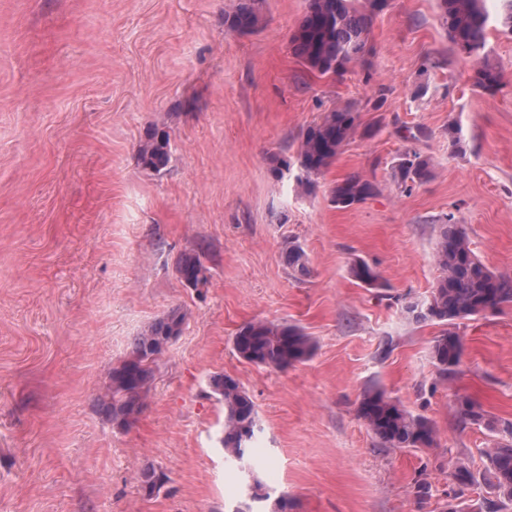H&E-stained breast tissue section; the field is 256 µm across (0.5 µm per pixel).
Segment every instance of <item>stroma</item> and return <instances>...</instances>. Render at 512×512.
<instances>
[{"label":"stroma","instance_id":"1","mask_svg":"<svg viewBox=\"0 0 512 512\" xmlns=\"http://www.w3.org/2000/svg\"><path fill=\"white\" fill-rule=\"evenodd\" d=\"M232 3L0 0V512H234L255 478L271 495L259 512L283 494L290 512H442L456 461L482 472L484 450L506 437L512 306L459 322L464 352L446 379L430 353L440 325L406 311L440 276L447 214L487 267L512 273V34L500 6L487 49L503 83L489 95L436 0H390L367 66L340 78L292 51L307 0H260L262 23L243 35L224 30ZM348 104L372 135L303 189L301 133ZM153 128L170 140L158 172L137 162ZM413 150L433 176L404 193L391 166ZM356 171L379 193L334 207L331 188ZM293 241L309 275L285 261ZM192 254L210 272L199 291L177 272ZM356 259L383 287L352 279ZM174 309L183 330L142 413L118 427L100 410L108 371ZM257 320L299 326L312 355L285 370L239 358L233 338ZM222 373L262 428L241 461L220 445L210 379ZM370 385L427 418L437 447H382L356 412ZM461 396L495 428L461 423ZM148 467L166 476L150 495ZM422 481L432 495L420 505Z\"/></svg>","mask_w":512,"mask_h":512}]
</instances>
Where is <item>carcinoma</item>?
Returning a JSON list of instances; mask_svg holds the SVG:
<instances>
[{
  "mask_svg": "<svg viewBox=\"0 0 512 512\" xmlns=\"http://www.w3.org/2000/svg\"><path fill=\"white\" fill-rule=\"evenodd\" d=\"M382 0H307V7L291 35L293 53L320 75L341 76L356 62L367 64L372 48L368 45L374 18L382 12ZM257 0H237L235 8L224 13V28L250 33L258 27ZM439 20L449 40L474 64V84L494 93L502 84V71L490 63L487 51V29L490 13L485 0H438ZM367 135L361 128L359 113L354 108L338 107L324 113L320 121L307 127L301 135L298 159L302 175L298 181L305 189L315 186L314 177L326 172L336 161L342 147L356 134ZM166 132L150 131L138 151V162L155 172L164 168L169 156ZM433 174L430 158L407 152L392 166L391 179L405 191L427 182ZM377 184L360 172H352L336 182L331 190V203L346 208L372 196ZM436 259L442 276L427 301L428 311L415 315L418 321H434L443 325L434 337L432 358L443 378H448L461 360L463 343L454 331L456 321L492 313L512 303V274L491 271L469 246L465 234L449 215L439 225ZM288 267L306 275L307 258L299 245L286 252ZM181 280L191 288L205 287L209 269L201 256L183 258L178 265ZM351 276L368 288H382L379 272L368 263L357 260L350 267ZM185 315L173 310L157 319L135 336L128 355L108 372L103 410L122 427L130 425L143 411L154 377L157 359L164 352L163 341L173 331H182ZM237 355L254 364L286 369L309 358L314 349L310 336L296 325H275L255 321L240 327L234 337ZM210 387L224 403V437L221 444L225 457L242 460L254 444L258 426L257 411L240 383L233 377L217 374ZM458 413L465 422L480 425L486 421L481 406L470 398L457 399ZM362 419L385 448H434L437 431L425 417L414 415L388 397L379 388L365 390L357 406ZM487 464L482 481L495 498L484 503L486 512H498L505 501H512V442H498L485 451ZM454 478L459 488L477 483L470 466L456 464Z\"/></svg>",
  "mask_w": 512,
  "mask_h": 512,
  "instance_id": "carcinoma-1",
  "label": "carcinoma"
}]
</instances>
